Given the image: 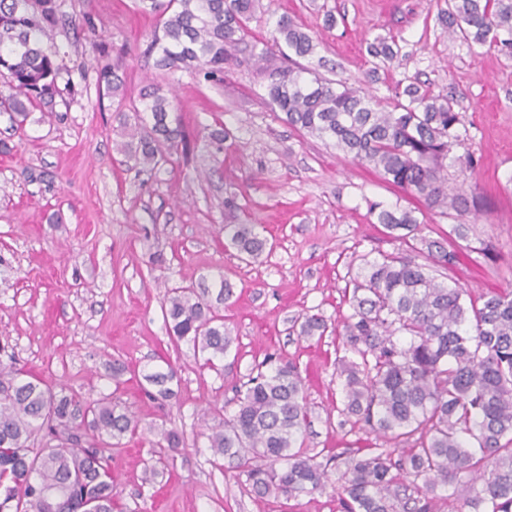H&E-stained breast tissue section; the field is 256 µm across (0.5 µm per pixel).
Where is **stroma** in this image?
Returning a JSON list of instances; mask_svg holds the SVG:
<instances>
[{"instance_id": "stroma-1", "label": "stroma", "mask_w": 512, "mask_h": 512, "mask_svg": "<svg viewBox=\"0 0 512 512\" xmlns=\"http://www.w3.org/2000/svg\"><path fill=\"white\" fill-rule=\"evenodd\" d=\"M68 25L45 42L64 47L56 114L31 112L23 131L0 116V345L48 384L95 400L119 401L141 421L138 435L112 450L115 512H340V485L298 497H257L245 478L215 461L208 425L235 409L236 389L251 368L273 357L297 365L311 409L307 452L318 462L345 461L356 450L386 447L376 433L342 423L336 386V337H298L295 318L334 321L349 314L344 296L351 261L396 251L399 240L369 205L417 202L333 143L288 127L263 103L265 80L252 66H230L220 83L187 72L159 75L143 51L155 21L136 0H60ZM445 0H261L249 39L269 37L288 14L319 40L330 60L323 77L391 98L411 82L452 94L467 136L455 154L480 160L476 194L485 205L458 218L430 213L423 236L465 221L460 261L451 277L473 294L512 288V56L448 38L438 15ZM92 19L93 29L82 26ZM394 37L396 59L367 52ZM125 49L128 94L161 85L177 107L187 152L149 175L124 151L128 141L111 98H98L92 42ZM319 69V68H318ZM229 131L216 152L210 135ZM252 224L271 247L241 260L224 234ZM488 243L492 257L478 253ZM227 279L223 308L232 343L215 367L191 345H173L162 314L168 288ZM121 360L134 378L112 380ZM177 371L168 404L146 398L138 376L163 364ZM178 429V451L154 448L158 427ZM162 468L155 483L145 469Z\"/></svg>"}]
</instances>
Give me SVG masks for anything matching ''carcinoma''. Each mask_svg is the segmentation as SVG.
<instances>
[{
	"instance_id": "cac0c4a2",
	"label": "carcinoma",
	"mask_w": 512,
	"mask_h": 512,
	"mask_svg": "<svg viewBox=\"0 0 512 512\" xmlns=\"http://www.w3.org/2000/svg\"><path fill=\"white\" fill-rule=\"evenodd\" d=\"M259 0H138L157 18L158 32L145 54L160 71L182 68L215 81L224 68L253 64L266 78V104L289 127L329 139L352 161L432 211L459 216L479 209L481 198L448 189V167L467 182L479 160L453 155L460 131L456 100L418 84L397 89L390 101L334 82L301 66L314 54L313 39L280 16L271 37L245 41ZM59 0H0V73L10 93L0 94V113L23 127L35 105L54 112L60 49L42 41L61 19ZM440 23L451 37L512 52V0H448ZM98 96L135 113L124 127L127 150L142 170L154 172L186 148L185 134L168 97L157 85L128 99L120 75L125 51L111 56L96 45ZM292 54H287V51ZM368 53L384 62L397 56L388 38ZM369 212L404 247L350 265L345 291L352 312L340 322L343 355L336 357L339 414L394 445L354 455L338 471L342 512H433L437 489H453L456 512H512V289L479 296L457 282L436 281L429 267L450 271L456 251L448 239L420 235L419 208ZM230 244L249 258L267 240L251 224L224 225ZM222 279L208 288L174 287L162 304L172 341L192 345L215 366L231 337L220 306L232 298ZM320 314H307L297 335L324 334ZM156 401L175 397L172 366L143 375ZM310 410L298 368L256 365L237 390L234 412L207 434L216 457L235 464L259 497H297L325 486L327 468L303 451ZM127 408L101 398L84 401L64 388L0 361V512H114L115 479L110 440L139 431ZM45 447L35 452L36 436ZM417 436L414 444L410 437Z\"/></svg>"
}]
</instances>
